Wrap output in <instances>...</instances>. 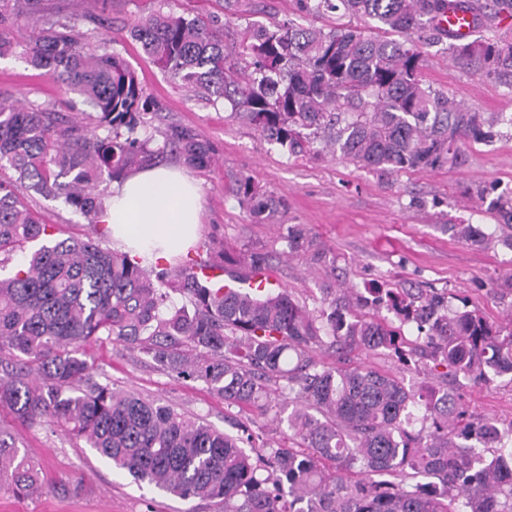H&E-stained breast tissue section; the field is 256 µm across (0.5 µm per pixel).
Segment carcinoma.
<instances>
[{
	"label": "carcinoma",
	"instance_id": "carcinoma-1",
	"mask_svg": "<svg viewBox=\"0 0 512 512\" xmlns=\"http://www.w3.org/2000/svg\"><path fill=\"white\" fill-rule=\"evenodd\" d=\"M42 0H0V57L43 69L83 98L102 136H87L58 113L0 93V407L30 426L50 418L136 481L182 499L224 504V512H512V421L476 418L454 391L408 386L371 367L319 364L326 346L340 355L388 350L419 355L474 384L512 375V329L489 323L466 300L453 310L439 293L379 286L334 295L312 312L287 289L226 288L230 278L269 269L268 257L218 248L209 259L154 271L140 257L100 240L54 238L22 201L16 183L61 198L100 226L106 175L115 182L176 152L190 168L213 161L190 127L149 131L150 97L135 70L114 53L85 50L69 20L46 18ZM304 17L328 10L364 20L331 28L295 19L248 20L232 45L213 19L173 12L138 16L129 35L185 90L231 115L291 156L340 154L355 166L393 174L455 169L465 143L490 141L496 116L424 83L423 29L468 9L466 0H297ZM461 70L512 78V40L449 45ZM248 213L287 207L253 177H233ZM512 229V198L475 191ZM475 245L492 235L453 224ZM288 252L312 246L301 224L288 227ZM24 263L6 271L26 245ZM187 303L167 305L169 292ZM395 313L396 326L379 316ZM416 324L426 345L410 343ZM102 339L151 358L170 376L199 380L239 410L266 412L293 397L288 446L220 432L157 400L96 380L85 345ZM0 429V479L22 495L40 490L38 469Z\"/></svg>",
	"mask_w": 512,
	"mask_h": 512
}]
</instances>
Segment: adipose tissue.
Returning <instances> with one entry per match:
<instances>
[{
	"label": "adipose tissue",
	"mask_w": 512,
	"mask_h": 512,
	"mask_svg": "<svg viewBox=\"0 0 512 512\" xmlns=\"http://www.w3.org/2000/svg\"><path fill=\"white\" fill-rule=\"evenodd\" d=\"M201 194L183 169L153 166L114 185L101 217L113 242L148 260L186 254L201 229Z\"/></svg>",
	"instance_id": "adipose-tissue-1"
}]
</instances>
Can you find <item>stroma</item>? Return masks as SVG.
I'll return each mask as SVG.
<instances>
[{"instance_id": "obj_1", "label": "stroma", "mask_w": 512, "mask_h": 512, "mask_svg": "<svg viewBox=\"0 0 512 512\" xmlns=\"http://www.w3.org/2000/svg\"><path fill=\"white\" fill-rule=\"evenodd\" d=\"M51 8L73 17L77 31L96 53H117L136 71L153 102L147 119L157 130L167 125L192 127L213 149L214 162L194 171L202 193V224L191 258L207 255L210 238L233 250L268 255L270 272L300 304L315 311L336 288L358 291L378 283L387 288H426L468 297L493 322L512 323V249L493 242L472 246L453 238L448 220L478 224L494 231L496 221L474 197L479 186H494L512 196V82L489 81L464 72L451 61L448 38L426 49L424 81L482 112L501 114L498 134L484 144H468L467 163L457 169L383 174L335 158L290 156L230 116L223 104H207L179 87L131 39L135 16L158 8L159 0H112V12L100 24L91 21L96 0H49ZM0 92L44 103L69 122L94 130L89 109L75 94L61 93L41 69L15 56L0 57ZM250 174L258 187L285 199L286 211L272 218L251 217L230 189L234 175ZM18 193L58 237H94L88 220L64 203L25 186ZM306 225L320 258L289 253L283 236L289 225ZM87 351L101 378L114 386L160 400L176 411L201 418L220 430L246 422L254 437L287 439L279 409L245 415L211 395L203 382L177 379L151 360L115 342H94ZM352 364L391 371L405 383L426 379L427 360L403 364L385 351L351 353ZM457 391L469 412L512 420V379L488 385L460 380ZM0 428L39 470L42 489L32 497L0 485V512H224L222 505L181 499L152 485L136 484L113 470L95 450L69 437L52 422L20 424L0 409Z\"/></svg>"}]
</instances>
